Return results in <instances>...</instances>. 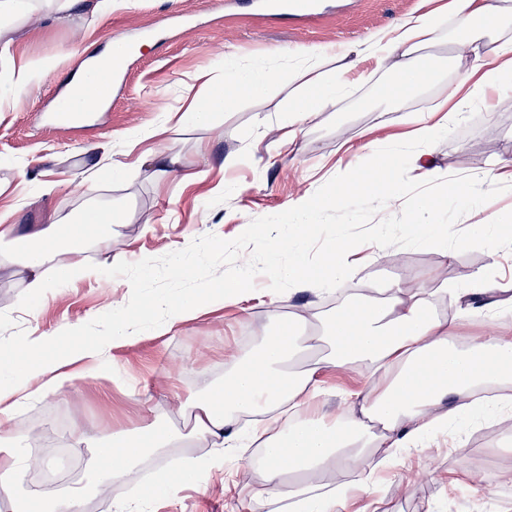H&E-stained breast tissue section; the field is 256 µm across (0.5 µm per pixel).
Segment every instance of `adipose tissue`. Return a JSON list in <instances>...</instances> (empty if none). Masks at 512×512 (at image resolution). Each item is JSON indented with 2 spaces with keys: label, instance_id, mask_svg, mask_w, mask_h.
Segmentation results:
<instances>
[{
  "label": "adipose tissue",
  "instance_id": "ef3b65f1",
  "mask_svg": "<svg viewBox=\"0 0 512 512\" xmlns=\"http://www.w3.org/2000/svg\"><path fill=\"white\" fill-rule=\"evenodd\" d=\"M444 14L464 33L456 55L460 74L448 83L438 105L442 118L430 112L407 114L411 138L418 143L450 131L451 116L486 104L489 94L512 85V38L497 46L495 62H487L481 52L485 32L498 30L512 7L490 0H450L444 10L406 18L374 41L352 48L357 61L373 62L375 69L390 73L385 95L400 105L436 77L438 62L423 46ZM366 77V72L349 66L323 71L316 52L299 55L286 70L258 65L247 73L228 57L223 84H208L193 95L182 119L205 124L216 111L228 108L237 93L259 96L269 86L288 84L296 95L278 129L281 140L290 141L304 123L333 111ZM364 148L368 164L362 172L339 174L331 186L332 200L347 198L357 186L377 192L385 182L387 199L393 202L402 197L394 176L401 166L415 165L426 178L433 174L424 152L406 150L400 141L372 138ZM123 221L120 210L93 200L71 218L49 219L47 228L24 236L16 235L13 225L1 224L0 243H14L22 250L27 301L46 299L55 282L75 274L98 278L97 267L77 269L70 258L86 243L111 242L113 225ZM357 251L356 245L340 241L316 269L296 265L265 272L271 292H278L286 280L313 292L333 287L344 300L335 315L321 319L320 337L300 336L280 324L249 350H227L221 381L175 406L176 413L191 422L190 437L210 442L214 456L206 461L182 459L173 473H161L140 498H120L116 512H144L149 501L168 496L178 484L206 487L223 465L225 449L244 447L251 438L265 450L263 473L270 502L284 503L286 512H348L358 492L370 491L371 479L329 487L321 481L323 473L358 469L374 449L389 456L397 448L430 447L435 435L480 413L472 401L479 389L496 388L499 404L512 405V331L460 341L453 322L432 313L434 290L412 291L389 282L375 295L359 293L353 284L358 265L351 259ZM51 260L57 270L53 277L44 269ZM254 276L246 263L224 284L192 294L157 292L143 306L114 302L111 333L92 340L83 326L74 325L64 335L36 328L18 342L0 346V488L14 490L31 466L29 435L13 427L18 411L67 393L73 368L105 372L113 343L131 345L147 333L164 336L206 308L241 304ZM149 309L162 310V319L147 320ZM357 363L374 367L378 386L326 418L319 404L322 374ZM175 439L174 432L162 427L114 431L97 450V472L111 484H125L143 463L164 458Z\"/></svg>",
  "mask_w": 512,
  "mask_h": 512
}]
</instances>
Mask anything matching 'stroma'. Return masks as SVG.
I'll use <instances>...</instances> for the list:
<instances>
[{"label": "stroma", "instance_id": "1", "mask_svg": "<svg viewBox=\"0 0 512 512\" xmlns=\"http://www.w3.org/2000/svg\"><path fill=\"white\" fill-rule=\"evenodd\" d=\"M322 2L321 17L301 22L253 16L244 2L203 16L202 0H114L107 13L94 12L91 0H79L62 15L45 9L38 25H7L4 37L11 42L14 63L33 70L34 85L0 96V210L12 207L9 221L20 234L47 223L49 216L73 214L87 203L82 182L90 167L99 168L96 194L122 210L125 221L113 225L111 247L86 244L77 259L109 267L120 261L135 263L145 255L164 256L206 234L236 238L241 224L286 211L298 195L314 194L339 172L363 166L366 130L377 128L382 137L407 133L404 112L435 105L443 84L458 76L452 55L459 33L453 22H443L426 48L439 60L437 78L409 98L404 112L388 111L382 88L390 75L381 71L337 111L304 124L283 147L264 138L262 131L282 120L289 106L285 85L270 87L259 98L242 96L209 124L186 123L160 137L152 134L164 114L181 115L187 106L185 89L196 85L200 73L222 76L225 54H233L240 66L263 60L286 67L297 55L315 51L330 70L337 65L338 48L373 40L426 10L424 0ZM115 36L134 41L136 48L95 120L65 133L47 130L45 118L58 96L72 87L79 63L107 55ZM132 137L139 140L137 153L179 152L192 181L155 179L150 164L126 155ZM425 149L438 176L496 173L498 157L512 156V98L491 109L474 108ZM230 155L235 162L228 166L224 159ZM121 160L128 168L113 178L110 168ZM39 170L46 171L45 182L25 184V173ZM394 253L392 263L364 260L356 287L379 288L398 280L409 288L467 289L475 287V276L481 273L502 283L493 297L504 302L501 319L512 326V252L476 249L450 260L439 248L398 247ZM25 280L15 247L0 244V336L18 339L35 326L53 331L81 322L96 336L112 322V300L130 295L122 286L108 293L97 281L76 278L59 284L55 297L28 309L22 302ZM338 304L326 291H294L279 300L265 288H254L242 306L217 305L168 335L143 336L131 346L115 343L110 373L77 376L67 393L44 401L36 412L22 411L15 424L31 432L32 458H51L65 486L88 484L95 449L67 446L50 427V416H62L68 427L80 422L87 438L95 440L118 429L170 422L182 427V420L169 418L175 398L190 399L220 380L225 350L251 344L293 315L329 314ZM375 383L364 365L327 370L320 397L323 414H339L354 394L367 392ZM260 453L257 447L228 449L223 471L214 474L206 490L178 489L152 501L149 512H255L254 496L264 487V475L252 460ZM379 458L372 453L367 464L378 469L377 494L388 512H512V447L499 422L469 427L456 435L454 444L422 454L399 452L383 468L377 465ZM472 465L480 467L486 481L480 499L468 489ZM147 482L142 474L119 488L106 482L88 484L86 503L95 512H111L114 497L139 492Z\"/></svg>", "mask_w": 512, "mask_h": 512}]
</instances>
